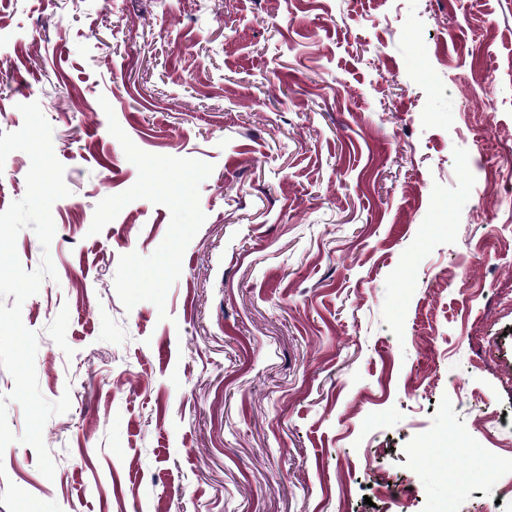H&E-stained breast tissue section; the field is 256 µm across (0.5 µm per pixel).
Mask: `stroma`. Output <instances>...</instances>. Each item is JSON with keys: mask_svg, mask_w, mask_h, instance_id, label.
I'll use <instances>...</instances> for the list:
<instances>
[{"mask_svg": "<svg viewBox=\"0 0 512 512\" xmlns=\"http://www.w3.org/2000/svg\"><path fill=\"white\" fill-rule=\"evenodd\" d=\"M32 102L70 194L22 321L71 406L0 492L512 512V0H0V131Z\"/></svg>", "mask_w": 512, "mask_h": 512, "instance_id": "1", "label": "stroma"}]
</instances>
